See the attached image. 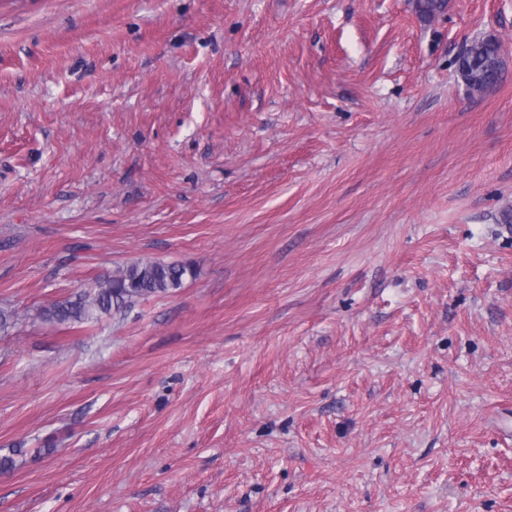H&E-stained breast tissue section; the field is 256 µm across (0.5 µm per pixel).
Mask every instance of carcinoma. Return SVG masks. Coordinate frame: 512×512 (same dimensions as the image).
<instances>
[{"mask_svg": "<svg viewBox=\"0 0 512 512\" xmlns=\"http://www.w3.org/2000/svg\"><path fill=\"white\" fill-rule=\"evenodd\" d=\"M499 50V44L487 39L471 41L456 59L461 77L486 72L487 61L497 57ZM192 275L189 265L138 261L97 279L91 292L42 308L40 316L56 325L88 323L102 314L118 313L138 299L175 292Z\"/></svg>", "mask_w": 512, "mask_h": 512, "instance_id": "1", "label": "carcinoma"}]
</instances>
